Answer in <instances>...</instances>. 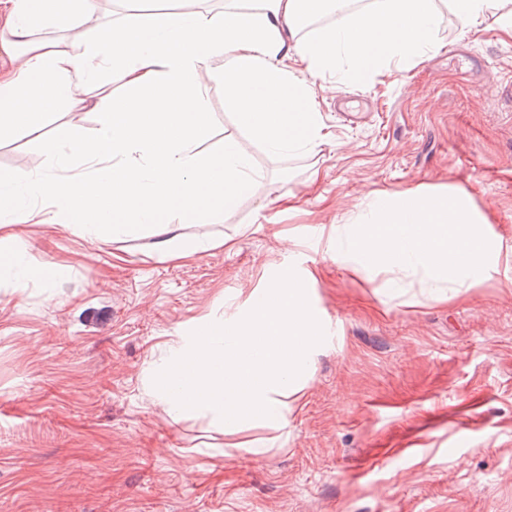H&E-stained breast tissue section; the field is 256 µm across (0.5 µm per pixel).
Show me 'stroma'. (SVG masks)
<instances>
[{
  "instance_id": "obj_1",
  "label": "stroma",
  "mask_w": 512,
  "mask_h": 512,
  "mask_svg": "<svg viewBox=\"0 0 512 512\" xmlns=\"http://www.w3.org/2000/svg\"><path fill=\"white\" fill-rule=\"evenodd\" d=\"M426 60L363 85L325 78L331 136L277 157L208 92L203 150L239 141L260 173L221 218L182 228L223 247L162 261L150 231L90 242L14 228L56 278L0 277V512H512V36L445 12ZM40 160L35 134L0 169ZM469 194L503 239L497 270L441 304L427 279H359L324 245L377 194ZM325 338L288 427L172 420L151 381L171 341L232 316L286 269Z\"/></svg>"
}]
</instances>
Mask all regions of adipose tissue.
Masks as SVG:
<instances>
[{"label":"adipose tissue","mask_w":512,"mask_h":512,"mask_svg":"<svg viewBox=\"0 0 512 512\" xmlns=\"http://www.w3.org/2000/svg\"><path fill=\"white\" fill-rule=\"evenodd\" d=\"M343 0H225L211 13L127 8L104 22L97 0H9L0 14V140L41 131L56 112L91 109L93 135L42 134L40 163L0 172V228L47 224L89 240L150 227L160 260L222 246L180 225L220 216L253 191L259 175L241 144L211 136L207 91L221 81L240 127L269 152L313 153L329 134L316 82L363 84L381 68L427 56L442 14L436 0H372L354 12ZM464 25L494 16L512 35V0H448ZM343 18L298 37L325 11ZM77 26L93 49L35 39L33 28Z\"/></svg>","instance_id":"adipose-tissue-1"}]
</instances>
